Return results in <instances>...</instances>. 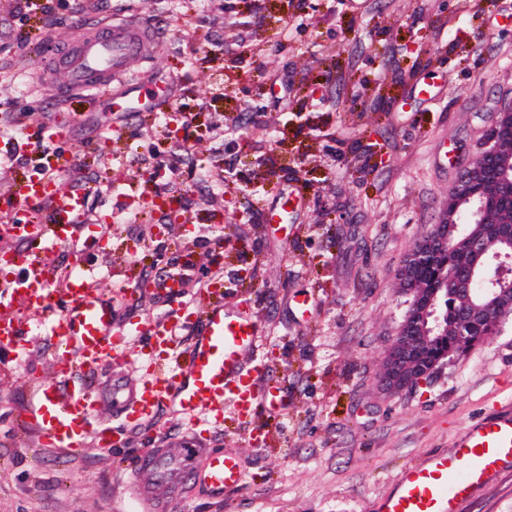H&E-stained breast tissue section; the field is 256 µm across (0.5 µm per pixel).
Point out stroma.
I'll use <instances>...</instances> for the list:
<instances>
[{
	"mask_svg": "<svg viewBox=\"0 0 512 512\" xmlns=\"http://www.w3.org/2000/svg\"><path fill=\"white\" fill-rule=\"evenodd\" d=\"M24 5L0 0V213L29 217L9 204L10 184L63 169L64 187L89 190L107 239L56 248L61 272L95 271L122 327L200 298L160 294L170 270L222 268L226 305L250 307L257 355L282 384L280 410L225 412L207 436L240 455L241 485L198 488L176 512H376L406 468L512 409V317L429 379L392 392L382 378L407 310L402 261L512 102V0H99L100 17L136 15L159 33L146 73L175 88L153 112L33 91L45 37L69 40L79 18L72 0H53L58 22L43 33L19 18ZM243 39L261 58L240 56ZM215 115L234 136L214 138ZM174 160L177 182L158 188L145 164ZM274 208L281 223H264ZM184 223L194 236H181ZM210 230L223 248L206 242ZM18 343L27 354L0 352V512H139L137 457L161 436L177 444L186 422L163 404L125 426L111 368H80L75 380L102 401L96 421L126 441L52 447L23 412L53 380L58 346ZM459 512H512V469Z\"/></svg>",
	"mask_w": 512,
	"mask_h": 512,
	"instance_id": "stroma-1",
	"label": "stroma"
}]
</instances>
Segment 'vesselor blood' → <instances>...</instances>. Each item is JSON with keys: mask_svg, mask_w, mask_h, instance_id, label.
Wrapping results in <instances>:
<instances>
[{"mask_svg": "<svg viewBox=\"0 0 512 512\" xmlns=\"http://www.w3.org/2000/svg\"><path fill=\"white\" fill-rule=\"evenodd\" d=\"M155 40V31L137 16L102 21L52 50L50 91L63 97L106 93L119 110L152 109L160 94L156 87H143L130 63L149 61ZM132 87L140 90L133 99L127 95ZM9 195L23 205L46 206L48 215L42 221L6 220L9 235L40 244L44 255L27 260L10 249L0 251V267L14 272L0 283V346L16 345L30 325L54 336L62 348L55 383L35 387L25 418L35 421L41 436L57 448L73 449L89 437L101 448L124 443L122 432L94 427L97 401L90 392L68 386L75 364L109 366L115 371L112 401L125 422L149 418L168 402L190 424L177 450H169L161 440L141 455L139 501L176 503L199 485L220 492L239 485V457L209 451L203 435L223 426L225 411L246 417L258 403L273 410L282 405L280 385L267 378L266 366L256 355L260 338L256 319L227 308L224 282L214 278L202 312L183 308L160 320L116 327L112 304L95 288L89 272L74 271L60 278L48 256L55 247L69 244L75 232L91 231V224L84 221L83 194L65 189L61 175L48 173L13 182ZM58 291L66 298L59 312L53 309ZM184 331L191 333L194 343L179 353L173 341ZM145 334L152 339L142 360L147 371L136 374L129 369V338ZM510 467L512 416L475 424L452 451L431 455L403 472L378 512H458L476 488Z\"/></svg>", "mask_w": 512, "mask_h": 512, "instance_id": "1", "label": "vessel or blood"}]
</instances>
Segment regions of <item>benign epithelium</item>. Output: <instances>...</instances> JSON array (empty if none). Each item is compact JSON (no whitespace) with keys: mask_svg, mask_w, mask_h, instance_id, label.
I'll list each match as a JSON object with an SVG mask.
<instances>
[{"mask_svg":"<svg viewBox=\"0 0 512 512\" xmlns=\"http://www.w3.org/2000/svg\"><path fill=\"white\" fill-rule=\"evenodd\" d=\"M503 130L512 134V104L499 112L492 131L481 143L474 167L466 170L448 192L450 203L439 222L416 244L401 266L400 279L410 300L384 360V382L392 390H401L431 374L429 369L418 368L417 362L429 340L447 325L438 314L436 294L429 288L416 287V276L419 270L435 265L438 250L456 239V215L464 206L468 208L467 214L485 225V229L469 239L468 267L443 273L444 286L464 302L462 314L468 318H493L512 312L511 284L495 282L480 292L473 288L475 278L488 277L490 262L512 258V231L492 229V225L499 223L501 203L512 200V152L501 149L498 141Z\"/></svg>","mask_w":512,"mask_h":512,"instance_id":"1","label":"benign epithelium"}]
</instances>
